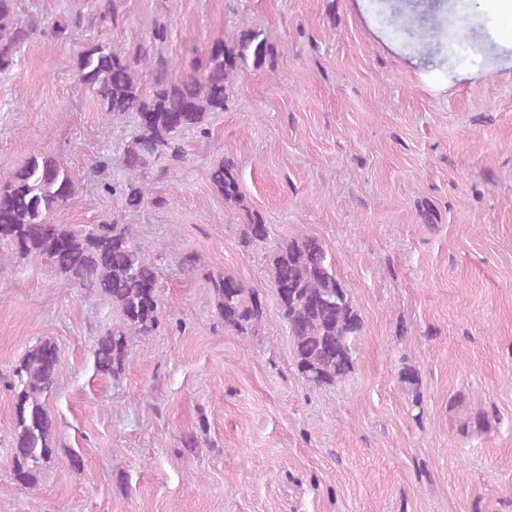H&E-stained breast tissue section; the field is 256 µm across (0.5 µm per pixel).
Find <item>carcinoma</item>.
Returning <instances> with one entry per match:
<instances>
[{
	"mask_svg": "<svg viewBox=\"0 0 512 512\" xmlns=\"http://www.w3.org/2000/svg\"><path fill=\"white\" fill-rule=\"evenodd\" d=\"M117 17L114 0H99L92 23L106 26ZM83 22L79 14H64L54 21L51 34L68 38ZM386 23L399 34L413 32L418 43L445 31L440 22L429 30L393 18ZM168 30V24H156L131 55L104 43H88L77 60L79 82L97 99L101 111L114 120L135 115V127L122 147L103 154L95 164L101 194L118 198L126 217L151 200L155 180L184 162L186 133L210 138L207 118L224 111L239 73L250 66L263 67L272 55L264 33L246 27L228 40L207 42L183 62L160 52ZM30 32L31 27L19 21L18 0H0V73L17 65ZM144 71L150 75L147 92L140 80ZM114 164L125 172L123 179L103 177ZM209 176L224 203L244 214L242 242L266 241L268 225L251 209L234 162L219 161ZM76 180L70 168L42 153L0 175V260L36 256L111 303L118 322L97 339L93 358L96 372L118 380L130 362L133 337L148 336L160 324V285L156 267L145 245L134 239L131 225L116 218L81 227L50 221V215L74 195ZM269 263L272 294L292 339L298 373L315 387L343 381L353 368V346L362 321L349 291L336 277L332 251L315 237H294L275 245ZM207 282L224 328L240 336L259 335L265 315L260 295L229 274H210ZM57 365V344L42 339L8 376L15 398L12 472L24 488L36 486L42 465L55 452V420L46 399L56 384Z\"/></svg>",
	"mask_w": 512,
	"mask_h": 512,
	"instance_id": "1",
	"label": "carcinoma"
}]
</instances>
